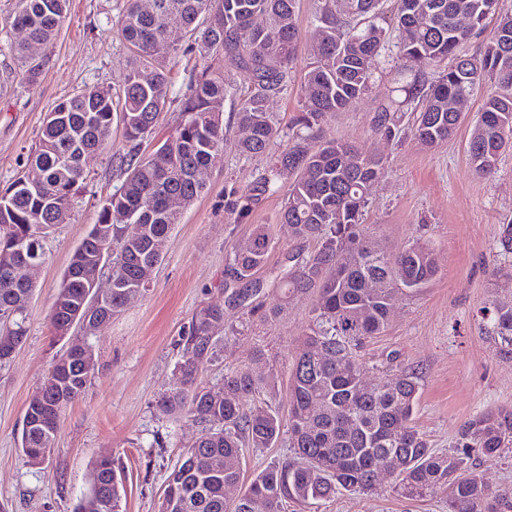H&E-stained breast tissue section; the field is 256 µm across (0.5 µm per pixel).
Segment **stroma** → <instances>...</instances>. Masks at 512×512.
Here are the masks:
<instances>
[{
	"instance_id": "obj_1",
	"label": "stroma",
	"mask_w": 512,
	"mask_h": 512,
	"mask_svg": "<svg viewBox=\"0 0 512 512\" xmlns=\"http://www.w3.org/2000/svg\"><path fill=\"white\" fill-rule=\"evenodd\" d=\"M124 0H69L52 45L38 55L43 62L37 84L10 82L0 95V191L28 171V156L41 136L48 112L74 93L96 86L120 90L134 54L118 32ZM314 0H299L297 55L290 81L269 102L279 137L288 147L297 131L298 98L317 39ZM171 65L170 105L162 112L152 138L142 143L150 153L174 131L181 102L203 61L193 40ZM402 67L396 40H389L372 90L350 108L329 114L317 130L321 141L341 139L361 151L383 157L384 176L368 194L364 222L372 240L389 251L418 242L433 251L438 273L413 296L397 299L384 332L368 338L360 355L365 379L376 382L405 368L419 377L414 423L431 448L451 450L464 422L498 409L512 410V359L497 354L491 324L483 310L512 304V255L497 248L501 226L512 220V152L502 154L495 175L478 177L469 162V133L479 117L485 90H477L463 114L455 138L427 149L410 131V105L396 92ZM251 90L245 72L234 74L224 97L221 159L203 175L205 191L183 208L173 225L163 260L149 290L131 300L103 324L92 343L95 374L84 395L70 406L43 465H30L21 451L23 420L53 360L70 340L53 335L48 313L73 251L86 235L105 200L125 175L112 161V146L121 140L113 127L111 144L85 161V176L68 223L59 225L47 243L48 260L35 272L37 284L27 335L12 357L0 364V512H74L87 490L93 460L110 456L119 465L125 494L122 512H159L165 481L182 454L206 427L190 417L163 414L161 394L176 379L181 340L193 316L206 306H223L224 270L233 247L257 224L272 225L274 245L259 275L266 282L263 307L284 303L278 321L260 313L226 308L216 336L224 345L215 363L201 364L198 378L221 384L227 369L249 366L260 375H275L276 386L247 406H268L288 415V368L307 330L313 294L283 299L278 275L288 252L313 253L317 245L295 239L279 221L283 192L269 193L240 212L236 202L267 174L272 159L238 154L234 143L243 132L236 113ZM402 104L400 130L388 138L373 129L378 108ZM285 512H448L443 499L408 500L383 481L374 494L346 493L301 505L286 501Z\"/></svg>"
}]
</instances>
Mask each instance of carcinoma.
<instances>
[{"label": "carcinoma", "mask_w": 512, "mask_h": 512, "mask_svg": "<svg viewBox=\"0 0 512 512\" xmlns=\"http://www.w3.org/2000/svg\"><path fill=\"white\" fill-rule=\"evenodd\" d=\"M67 0H16L5 19L10 29L25 30L43 45L52 43L63 21ZM298 0H126L118 28L138 61L121 92L96 87L60 102L48 113L29 167L43 177L40 188L19 176L0 201V321L19 344L27 334L29 306L36 285L14 274L17 256L44 263L46 243L60 224L70 219L83 180L80 158L97 151L119 121L123 143L115 149L126 166L119 190L102 206L95 224L80 242L89 253L98 248L115 253L109 288H93L103 312L85 336L119 313L128 295L151 280L162 257L150 250L166 239L180 213L168 207L171 194L191 204L205 184L193 177L224 155L222 107L231 70L248 73L253 85L237 120L251 135L236 143L246 156L268 153L278 138L267 108L269 98L288 86L289 64L299 42ZM496 16L483 54L468 58L460 48ZM194 38L202 57L224 60V70L204 66L181 106V121L152 153L137 156L142 141L152 135L167 106L170 64L182 52L183 36L168 26L170 18ZM320 41L301 90L300 132L274 157V164L248 193L241 209L263 194L288 184L280 222L318 250L304 256L288 254L283 295L314 292L312 318L295 355L289 376L288 448L283 464L262 471L241 497L231 501L224 488L241 482V450L267 448L282 436L278 414L246 409L243 399L262 392L274 377L256 375L245 366L227 371L224 382L210 386L198 380V367L218 356L211 327L224 323V307L254 311L265 293L256 277L272 248L271 227L258 224L233 252L226 266L224 307L200 310L182 338L177 381L162 393L159 410L187 415L208 426V433L187 451L168 475L159 512H250L249 496L261 497L266 512H282L283 502L306 504L341 492L378 490L375 469L385 460L396 467L393 491L407 499L438 495L448 500V512H512V487L488 493L481 474L467 462L468 449L486 458L512 450V411L481 413L467 421L456 451L430 448L412 425L418 401L416 373L399 369L367 391L366 365L359 349L365 339L380 334L389 309L403 292L413 293L437 274L433 252L412 245L390 252L375 245L361 217L367 194L384 173L382 158L365 154L345 141L316 142L314 128L332 112H342L372 88L381 49L396 33L401 91L419 100L413 136L431 148L458 131L462 113L456 105L483 84L490 85L480 116L468 139L469 161L475 173L490 177L502 153L512 146V13H498V0H393L386 14L383 0H317ZM23 79L37 82L42 63L34 60L26 41L10 45ZM439 67L429 82L424 69ZM397 113L384 106L373 127L387 137L397 130ZM105 266L90 264L81 276L64 272L48 315L55 337L73 326L76 306L88 281H98ZM493 337L499 355L512 359V305L491 309ZM75 363L60 356L51 366L39 395L47 427L23 430L22 452L41 465L51 452L68 406L85 392L91 378L82 376L65 399L59 398L57 376L72 373ZM87 498L101 512L121 508L123 483L114 460H94L87 476Z\"/></svg>", "instance_id": "1"}]
</instances>
